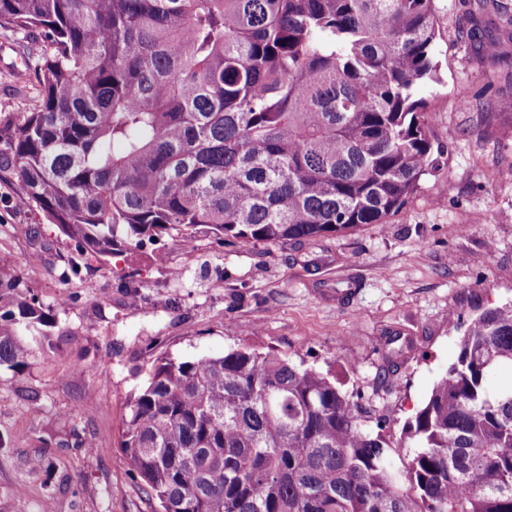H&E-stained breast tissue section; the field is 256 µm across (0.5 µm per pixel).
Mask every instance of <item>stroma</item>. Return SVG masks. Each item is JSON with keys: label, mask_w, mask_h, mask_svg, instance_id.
Returning <instances> with one entry per match:
<instances>
[{"label": "stroma", "mask_w": 512, "mask_h": 512, "mask_svg": "<svg viewBox=\"0 0 512 512\" xmlns=\"http://www.w3.org/2000/svg\"><path fill=\"white\" fill-rule=\"evenodd\" d=\"M434 8L438 80L421 94L435 168L386 223L285 245L239 246L202 229L191 251L164 235L160 262L149 248L81 257L0 177V273L22 276L69 336L24 375L0 370V512H156L121 440L132 399L165 357L276 350L361 393L385 437H403L469 319L512 301V44L491 61L465 37L472 21L511 13L512 0ZM44 49L0 28L1 123L35 106L26 62ZM73 257L79 270L65 275ZM393 336L403 351L389 368ZM72 430L92 451L44 442ZM34 455L43 468L31 469Z\"/></svg>", "instance_id": "35a3bbf8"}]
</instances>
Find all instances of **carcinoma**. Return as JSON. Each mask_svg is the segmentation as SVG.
I'll list each match as a JSON object with an SVG mask.
<instances>
[{
    "label": "carcinoma",
    "instance_id": "carcinoma-1",
    "mask_svg": "<svg viewBox=\"0 0 512 512\" xmlns=\"http://www.w3.org/2000/svg\"><path fill=\"white\" fill-rule=\"evenodd\" d=\"M433 0H0L40 35L38 104L0 172L80 252L199 228L240 245L384 224L434 165L416 86L437 80ZM512 18L479 42L490 59ZM55 318L0 276V368ZM512 302L471 318L397 441L336 380L274 352L165 358L122 448L161 512H512ZM417 452L395 471L398 448Z\"/></svg>",
    "mask_w": 512,
    "mask_h": 512
}]
</instances>
